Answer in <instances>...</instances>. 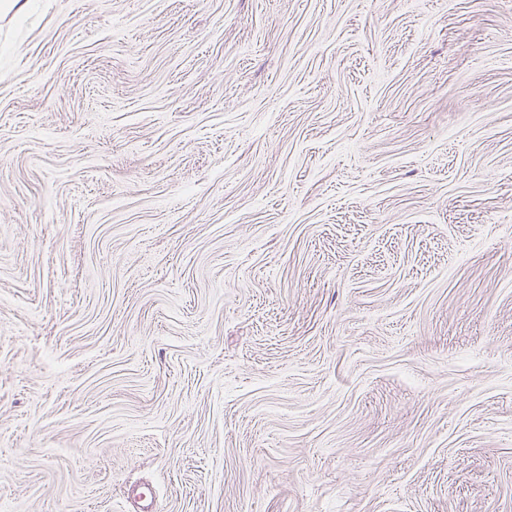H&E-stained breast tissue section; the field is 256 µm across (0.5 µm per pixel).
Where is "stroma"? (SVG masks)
<instances>
[{
  "label": "stroma",
  "instance_id": "obj_1",
  "mask_svg": "<svg viewBox=\"0 0 512 512\" xmlns=\"http://www.w3.org/2000/svg\"><path fill=\"white\" fill-rule=\"evenodd\" d=\"M512 512V0L0 15V512Z\"/></svg>",
  "mask_w": 512,
  "mask_h": 512
}]
</instances>
